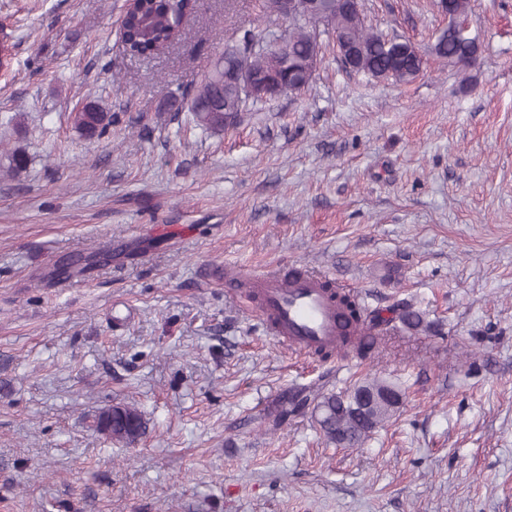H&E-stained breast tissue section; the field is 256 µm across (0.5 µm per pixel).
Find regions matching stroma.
Here are the masks:
<instances>
[{
    "label": "stroma",
    "mask_w": 512,
    "mask_h": 512,
    "mask_svg": "<svg viewBox=\"0 0 512 512\" xmlns=\"http://www.w3.org/2000/svg\"><path fill=\"white\" fill-rule=\"evenodd\" d=\"M362 3L420 51L412 82L328 50L307 91L213 132L183 107L263 33L261 0H196L151 58L119 47L125 0H0V512H512V0H473L466 69L434 55L431 0ZM89 100L104 136L73 125ZM291 268L440 333L396 327L366 362L287 351L224 274ZM371 372L403 404L362 447L308 410L272 428L290 392ZM119 404L134 444L92 427ZM92 426L113 441L125 444L135 443L145 430L141 412L132 405H115L102 409Z\"/></svg>",
    "instance_id": "35a3bbf8"
}]
</instances>
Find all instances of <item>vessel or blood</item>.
I'll use <instances>...</instances> for the list:
<instances>
[{
    "mask_svg": "<svg viewBox=\"0 0 512 512\" xmlns=\"http://www.w3.org/2000/svg\"><path fill=\"white\" fill-rule=\"evenodd\" d=\"M225 288L249 289L258 297L256 311L267 330L295 353L335 348L345 334L343 310L325 286L323 276L287 279L283 273L241 274Z\"/></svg>",
    "mask_w": 512,
    "mask_h": 512,
    "instance_id": "vessel-or-blood-1",
    "label": "vessel or blood"
}]
</instances>
